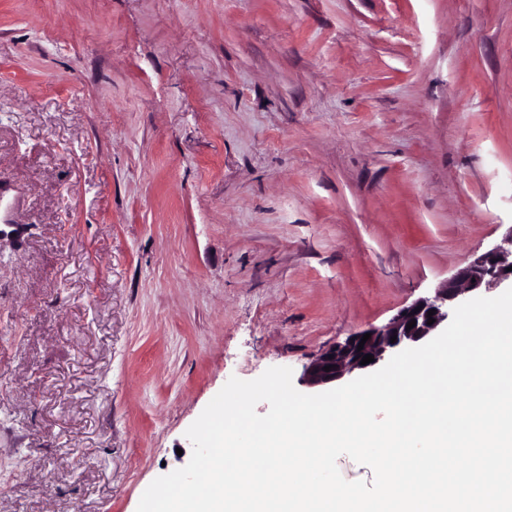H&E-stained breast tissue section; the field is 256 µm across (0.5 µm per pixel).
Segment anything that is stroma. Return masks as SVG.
<instances>
[{"label": "stroma", "mask_w": 512, "mask_h": 512, "mask_svg": "<svg viewBox=\"0 0 512 512\" xmlns=\"http://www.w3.org/2000/svg\"><path fill=\"white\" fill-rule=\"evenodd\" d=\"M511 227L512 0H0V512H137Z\"/></svg>", "instance_id": "stroma-1"}]
</instances>
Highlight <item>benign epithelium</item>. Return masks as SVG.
<instances>
[{"instance_id": "7a95c632", "label": "benign epithelium", "mask_w": 512, "mask_h": 512, "mask_svg": "<svg viewBox=\"0 0 512 512\" xmlns=\"http://www.w3.org/2000/svg\"><path fill=\"white\" fill-rule=\"evenodd\" d=\"M510 266L512 262L507 260L504 247L493 246L474 257L452 278L437 285L431 294L402 308L387 325L354 332L344 341L326 349L305 367L303 382L310 387L329 385L380 366L399 351L424 343L452 320L454 308L468 301L471 294L512 280V271L508 270ZM431 309L435 310L431 317L435 322L429 325L428 311ZM413 320L416 325L407 328ZM366 333L371 337L359 351L357 347ZM393 336L396 340L392 343L390 338ZM367 354L374 356V361L363 365L361 361ZM328 365L333 369L327 372L324 367Z\"/></svg>"}]
</instances>
